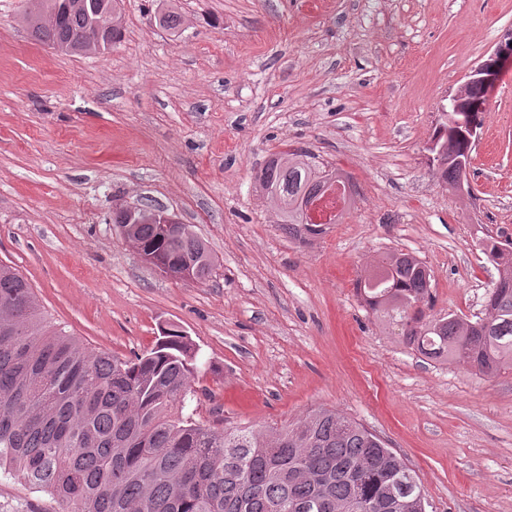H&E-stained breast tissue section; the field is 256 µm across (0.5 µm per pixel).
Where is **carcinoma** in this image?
<instances>
[{
    "label": "carcinoma",
    "mask_w": 512,
    "mask_h": 512,
    "mask_svg": "<svg viewBox=\"0 0 512 512\" xmlns=\"http://www.w3.org/2000/svg\"><path fill=\"white\" fill-rule=\"evenodd\" d=\"M121 0H26L21 22L62 53L103 54L123 30ZM160 27L184 20L168 11ZM460 111L443 107L431 150L441 182L461 188L470 127L482 126L487 93L459 87ZM340 175L306 149L273 155L256 177L288 237L304 242L337 224L346 207L325 196ZM151 210L115 209L112 223L175 278L205 280L215 259L188 225L161 232ZM497 270L482 315L431 317L430 273L413 253L392 252L356 281L378 318L401 326L405 343L436 362L462 361L484 374L512 370V242L488 237ZM196 349L176 325L147 351L92 352L55 325L17 268L0 262V473L38 487L59 512H342L358 499L428 512L414 470L375 432L336 409L318 408L280 427L218 429L186 413L198 377ZM304 470L306 478L293 473Z\"/></svg>",
    "instance_id": "1"
}]
</instances>
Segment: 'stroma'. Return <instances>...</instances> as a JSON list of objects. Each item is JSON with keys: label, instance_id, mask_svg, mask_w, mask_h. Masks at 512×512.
<instances>
[{"label": "stroma", "instance_id": "stroma-1", "mask_svg": "<svg viewBox=\"0 0 512 512\" xmlns=\"http://www.w3.org/2000/svg\"><path fill=\"white\" fill-rule=\"evenodd\" d=\"M0 0V261L89 349L131 356L163 326L198 347L202 420L294 422L328 407L413 469L434 512H512V371L435 362L355 290L398 249L429 268L431 316L481 314L512 239V69L488 96L466 189L434 176L443 104L512 30V0H123L105 54L64 55ZM304 147L359 195L311 245L256 189L274 153ZM161 208L216 266L186 282L146 264L112 222ZM0 475V512H55Z\"/></svg>", "mask_w": 512, "mask_h": 512}]
</instances>
